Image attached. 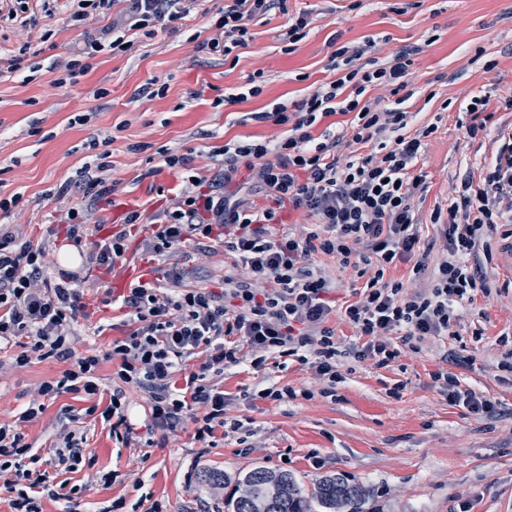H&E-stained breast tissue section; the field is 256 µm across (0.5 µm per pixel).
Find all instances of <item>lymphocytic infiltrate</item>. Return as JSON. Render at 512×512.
<instances>
[{"instance_id": "lymphocytic-infiltrate-1", "label": "lymphocytic infiltrate", "mask_w": 512, "mask_h": 512, "mask_svg": "<svg viewBox=\"0 0 512 512\" xmlns=\"http://www.w3.org/2000/svg\"><path fill=\"white\" fill-rule=\"evenodd\" d=\"M287 0H229L221 11L209 50L231 54L247 46L249 25L261 16L286 11ZM199 0H76L68 17L80 26L93 15H113L111 26L86 47L127 51L130 34L162 22L182 19ZM368 46L339 47L335 57L350 56L351 69L321 84L294 111L276 107L251 112L247 118L283 127L281 136L226 144L224 161L207 177L187 176L176 196L152 216L154 229L142 241L146 256L163 258L188 239H196V254L207 257L213 245L231 255L240 271L225 276L220 291L190 288L186 281L200 275L196 266L173 264L163 283L137 281L122 296L121 306L135 324L128 336L114 340L106 355L78 350L75 324L81 310L76 279L69 272L58 278L47 274V243L28 239L21 225L0 230V342L22 336L25 349L12 361L22 368L31 360L64 363L59 377L42 382L38 398L0 425V487L9 493L11 512H42L43 499L61 503V512H74L78 486L48 484L34 472L39 458L26 443L24 423L38 417L46 401L63 394L90 400L100 393L98 370L102 361L115 362L112 392L100 414L103 422L124 423L128 418L126 391L135 388L150 397L152 425L174 432L193 424L198 441L208 442L224 424V394L210 385L208 376L241 363L238 347L224 337H240L261 364L265 354L300 355L317 375L328 381L325 395H335L345 358L389 366L400 352L393 335L420 344L434 337L454 336L461 310L488 290L483 262L491 253V239L512 225V128L494 125L496 110L488 99L467 106L472 121L467 138L495 127L497 148L483 165L484 175L463 176L448 207H435L432 223L439 226L441 258L427 287L406 291L389 275L398 264L425 271L418 259V193L425 177L415 167L423 141L434 133L427 126L408 133L410 114L404 108L381 107L368 97L370 89L386 86L392 94L406 88V78L418 47L399 51L382 63L368 54ZM350 116V133L324 129L314 136L313 125L334 115ZM375 141L387 144L381 156L361 157L354 145ZM247 181H239L241 170ZM303 213L302 234L273 238L270 228L280 212ZM332 257L340 266L362 267L368 277L363 297L344 308V318L365 341L341 347L328 321L334 310L331 294L336 280L316 265L315 254ZM206 358L188 370L196 352ZM432 380L450 404L474 413L495 412L490 398L462 388L458 376L445 368ZM75 415L60 417L54 465L75 472L85 456L84 437L74 427Z\"/></svg>"}]
</instances>
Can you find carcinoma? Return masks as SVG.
<instances>
[{"mask_svg":"<svg viewBox=\"0 0 512 512\" xmlns=\"http://www.w3.org/2000/svg\"><path fill=\"white\" fill-rule=\"evenodd\" d=\"M209 484H234L224 498V512H367V491L342 475L321 478L310 496H305L296 479L286 471L257 466L245 474L208 472Z\"/></svg>","mask_w":512,"mask_h":512,"instance_id":"cac0c4a2","label":"carcinoma"}]
</instances>
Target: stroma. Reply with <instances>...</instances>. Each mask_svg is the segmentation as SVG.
<instances>
[{
  "label": "stroma",
  "instance_id": "stroma-1",
  "mask_svg": "<svg viewBox=\"0 0 512 512\" xmlns=\"http://www.w3.org/2000/svg\"><path fill=\"white\" fill-rule=\"evenodd\" d=\"M391 4L288 0L287 14L254 20L248 45L225 56L199 48L214 36L224 6V0H205L174 28L160 24L153 33L138 32L129 51L94 53L88 71L62 87L56 84L63 75L57 62L83 48L111 16H93L74 27L67 21L71 5L58 0L54 15L38 17L36 25L0 21V198L18 199L10 210H0V225H23L32 240L63 247L67 212L84 210L86 201L60 189L100 155L108 191L95 202L90 222L93 239L108 237L122 230L128 211L152 216L178 193L186 172L167 166L166 156H193L204 177L222 161L226 143L280 135L279 126L245 121V113L293 106L320 83L336 79L329 67L332 39L348 46L375 41L383 62L419 44L423 50L414 58L404 107L413 128L437 126L418 163L426 175L420 250L426 263L435 264L434 207L452 198L463 175H481L491 155V138H463L461 126L470 116L461 106L512 83V0H414L402 13ZM304 10L311 19L307 34L287 45L281 38L287 17ZM488 61L493 69H485ZM252 78L259 95L225 102V94ZM153 79L163 84V95H140ZM149 233L138 225L125 263L114 269L73 264L83 293L81 349L105 354L112 340L130 332L114 280L127 267L149 280L161 276L163 262L139 250ZM492 252L490 292L477 295L465 312L458 339L402 346L386 368L345 359L343 380L329 397L322 393L323 380L294 356L226 368L212 379L224 393L226 425L208 448L190 427L148 432V396L138 390L128 392L138 437L127 445L118 443L99 416L86 415L87 400L64 394L23 426L40 457L37 468L50 483L60 482L49 463L50 446L68 411L86 436L85 464L71 476L81 489L77 512H101L120 498L122 512H147L156 501L170 512H195L202 499L208 512H224L223 495L204 485L203 474L233 475L257 465L288 471L306 490L324 475H344L368 490L371 512H512V381L495 378L493 371L503 336L512 335V245L495 238ZM333 274L339 286L329 325L347 346L359 337L341 309L356 301L362 281L350 268H334ZM451 347L468 359L454 369L462 387L498 401L501 413L471 414L440 393L431 375ZM63 368L53 359L0 368V422H11L38 385ZM272 386L294 395L282 402L262 397ZM106 472L115 474L112 484L101 482Z\"/></svg>",
  "mask_w": 512,
  "mask_h": 512
}]
</instances>
